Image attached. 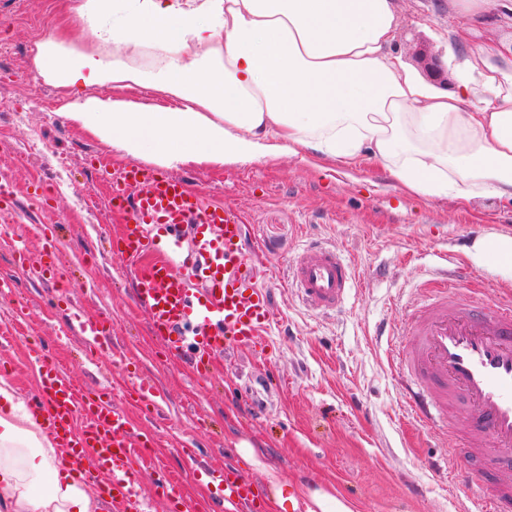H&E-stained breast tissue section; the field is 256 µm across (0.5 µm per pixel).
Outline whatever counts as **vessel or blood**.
Masks as SVG:
<instances>
[{
    "mask_svg": "<svg viewBox=\"0 0 512 512\" xmlns=\"http://www.w3.org/2000/svg\"><path fill=\"white\" fill-rule=\"evenodd\" d=\"M109 204L123 218L116 245L128 264L134 301L169 358L190 356L205 377L228 349H264L274 304L258 284L241 214L205 201L186 178L138 166L114 182ZM15 256L21 265L33 264L25 248ZM36 267L42 279H63L60 263ZM470 279L458 264L428 280L425 296L408 308L398 366L422 423L449 425L466 413V430L455 441L462 460L452 478L474 488L473 512H504L512 503V300L467 291ZM288 285L310 310L331 314L343 309L355 278L335 247L312 241L292 259ZM68 319L90 350L100 347L101 322L74 311ZM30 353L41 373L29 407L62 448L66 467L113 512H145L135 474L142 465L137 451L150 445V436L110 398L80 392L42 345H32ZM183 454L190 474L217 489L224 512H265L259 485L242 470L206 467L191 448ZM154 494L168 512H197L169 478L158 477Z\"/></svg>",
    "mask_w": 512,
    "mask_h": 512,
    "instance_id": "vessel-or-blood-1",
    "label": "vessel or blood"
}]
</instances>
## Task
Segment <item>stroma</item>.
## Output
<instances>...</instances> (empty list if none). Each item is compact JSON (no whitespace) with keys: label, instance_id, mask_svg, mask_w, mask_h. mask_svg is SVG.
<instances>
[{"label":"stroma","instance_id":"stroma-1","mask_svg":"<svg viewBox=\"0 0 512 512\" xmlns=\"http://www.w3.org/2000/svg\"><path fill=\"white\" fill-rule=\"evenodd\" d=\"M394 6V51L440 90L454 84L480 46L512 40V17L491 9L469 14L453 0ZM59 10V0H0V123L8 126L0 139V189L16 209L0 229V281L15 286L12 298H0V373L29 396L38 374L28 342L36 338L52 341V361L82 390L116 394L135 377L152 380L166 397L159 413L119 403L153 438L155 456L137 474L149 512L165 508L150 495L158 470L181 478L185 496L197 503L216 499L213 488L185 478L180 450L187 444L210 466L242 467L265 491L274 478L311 487L329 480L353 512H469L466 492L436 469L457 463L442 455L447 430L414 421L396 350L376 327L405 328L403 303L431 269L451 261L470 264L472 288L492 283L496 296L512 298V277L490 260L471 264L466 248L481 233L512 236V204L414 194L375 160L333 172L285 154L171 168L205 199L244 215L247 245L263 258L261 284L276 309L265 351L224 353L212 377H199L188 359L168 360L151 336L113 242L120 222L108 203L112 178L130 157L67 122L63 89L34 66L36 45ZM461 29L468 32L463 44L455 38ZM36 139L49 154L31 152ZM311 238L335 246L355 270L358 286L340 313H313L287 286L289 261ZM21 243L36 259L55 246L67 267L66 288L19 265ZM68 306L106 320L101 352L86 354L82 337L68 328ZM241 443L254 447L257 464L238 455Z\"/></svg>","mask_w":512,"mask_h":512}]
</instances>
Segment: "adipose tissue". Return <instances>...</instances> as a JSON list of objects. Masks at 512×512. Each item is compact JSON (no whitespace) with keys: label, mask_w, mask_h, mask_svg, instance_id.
I'll return each mask as SVG.
<instances>
[{"label":"adipose tissue","mask_w":512,"mask_h":512,"mask_svg":"<svg viewBox=\"0 0 512 512\" xmlns=\"http://www.w3.org/2000/svg\"><path fill=\"white\" fill-rule=\"evenodd\" d=\"M115 10L69 0L34 65L66 91L69 122L127 156L221 167L306 152L332 170L368 154L416 194L512 201V56L498 44L482 49L478 79L463 73L439 92L392 50L393 0H129L113 25ZM78 29L118 59L72 52ZM147 50L152 72L128 65ZM107 85L115 95L86 92ZM133 88L156 104L124 97ZM470 257L512 276V236L478 238ZM15 396L0 376V512H98ZM301 504L352 512L334 486L275 483L271 512Z\"/></svg>","instance_id":"obj_1"}]
</instances>
